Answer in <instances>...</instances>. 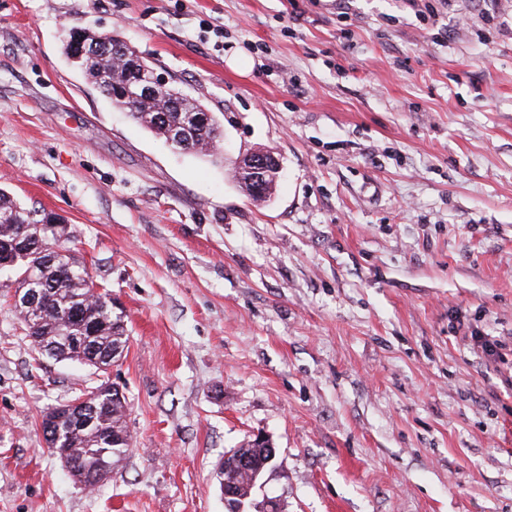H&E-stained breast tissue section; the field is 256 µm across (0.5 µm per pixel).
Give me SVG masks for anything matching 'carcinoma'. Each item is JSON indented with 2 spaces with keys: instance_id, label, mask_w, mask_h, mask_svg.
<instances>
[{
  "instance_id": "carcinoma-1",
  "label": "carcinoma",
  "mask_w": 512,
  "mask_h": 512,
  "mask_svg": "<svg viewBox=\"0 0 512 512\" xmlns=\"http://www.w3.org/2000/svg\"><path fill=\"white\" fill-rule=\"evenodd\" d=\"M66 38L68 50L74 43L102 40L105 50L95 57H82L75 61L76 66L105 99L130 112L138 124L159 139L167 143L172 131H183L179 144L171 147L203 157L201 145L220 136L216 116L202 103H191L196 114L205 117L197 124L189 120V113L175 106L185 99L176 87L167 86L166 95L173 100L172 106L166 100L158 102L144 96L141 74L154 70L153 64L114 31L76 28L69 30ZM237 181L254 202L270 197L276 185L273 177L259 189L243 174ZM55 223L54 214L23 205L0 190V271L13 272L20 288L44 291L37 302L14 308L38 353L60 361H78L105 373L127 346L126 328L112 308L106 309L92 300V277L68 249L58 245ZM61 437L71 460L69 473L79 482L95 464L118 462L132 442L126 400L116 399L107 391L96 396L86 412L74 418L70 429L61 431ZM244 448L252 463L248 480L231 475L228 479L238 495L235 502L248 505L257 486L254 479L262 478L273 462L269 461L265 443L249 442Z\"/></svg>"
}]
</instances>
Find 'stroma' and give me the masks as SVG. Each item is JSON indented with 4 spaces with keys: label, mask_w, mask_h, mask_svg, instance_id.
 I'll list each match as a JSON object with an SVG mask.
<instances>
[{
    "label": "stroma",
    "mask_w": 512,
    "mask_h": 512,
    "mask_svg": "<svg viewBox=\"0 0 512 512\" xmlns=\"http://www.w3.org/2000/svg\"><path fill=\"white\" fill-rule=\"evenodd\" d=\"M72 27L216 113L223 164L105 100ZM0 189L129 336L106 376L41 356L0 275V512H224L258 435L280 512H512V372L473 343L512 348V0H0ZM106 377L134 443L90 489L39 418ZM249 158L245 172L250 182L263 185L268 176L279 172V159L271 151L257 153ZM246 180L247 178L244 173H240L237 181L253 202L268 199L276 185V179L272 177L266 181L263 187L257 190L252 183H248ZM261 194L264 197H259ZM241 448H245V452L251 458L252 467L250 474H248V480L245 482L238 479L236 476H231L230 473L227 475L229 481L234 485L238 498H235L236 495L234 494L231 484L224 479V474L232 468H244L247 465V458L241 456V452L234 454V451H231L224 455L223 460L217 467V474L220 475V488L224 494V503L227 506L230 499H233L236 503H242L244 506L251 504L257 484L264 473L273 465L274 459L276 458V448H269L266 443L247 442V444L243 445ZM269 453L270 460L273 461H269ZM255 476H257L256 482H254ZM236 503L233 502L235 507Z\"/></svg>",
    "instance_id": "stroma-1"
}]
</instances>
